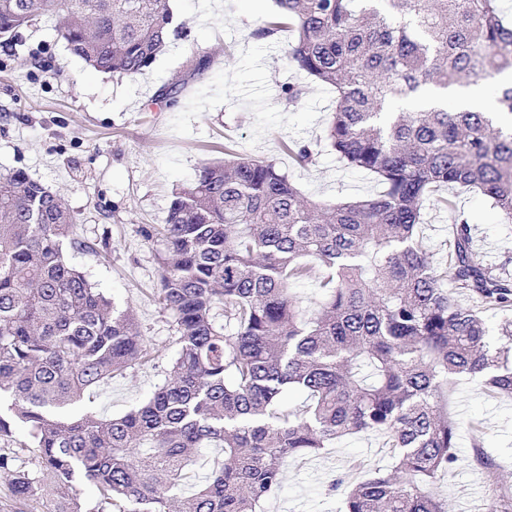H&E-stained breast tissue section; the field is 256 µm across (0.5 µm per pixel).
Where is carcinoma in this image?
<instances>
[{
  "label": "carcinoma",
  "mask_w": 512,
  "mask_h": 512,
  "mask_svg": "<svg viewBox=\"0 0 512 512\" xmlns=\"http://www.w3.org/2000/svg\"><path fill=\"white\" fill-rule=\"evenodd\" d=\"M295 32L287 59L336 91L327 139L384 186L361 201L303 196L271 161L206 163L174 193L159 233L158 299L174 316L164 384L125 415L76 411L84 394L152 359L133 315L68 261L77 218L22 170L0 175V441L27 431L35 468L0 451L10 498L50 496L54 512H261L284 466L354 434L388 438L394 464L350 483L340 512H449L434 491L457 459L448 385L512 396V320L493 335L443 288L481 310L512 311V258L486 266L455 216L448 263L422 248L428 191L479 192L512 223V122L470 111L448 88L512 71V24L499 0H275ZM44 17L102 73L137 75L171 35L165 0H0V47ZM425 102L389 110L401 95ZM512 117V85L494 88ZM325 270L309 314L290 280ZM224 309V324L214 310ZM297 390L309 404L279 411ZM204 448L224 461L190 493Z\"/></svg>",
  "instance_id": "1"
}]
</instances>
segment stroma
I'll list each match as a JSON object with an SVG mask.
<instances>
[{"label": "stroma", "instance_id": "1", "mask_svg": "<svg viewBox=\"0 0 512 512\" xmlns=\"http://www.w3.org/2000/svg\"><path fill=\"white\" fill-rule=\"evenodd\" d=\"M172 24L188 36L169 43L135 76L94 71L72 55L45 19L22 33L17 50L0 47V172L20 169L61 198L77 218L82 246L70 264L97 291L130 311L155 358L93 388L83 408L123 415L164 382L174 357L176 324L157 300L156 230L176 189L207 161L244 157L270 161L306 197L367 199L382 186L374 174L350 168L326 140L336 107L332 88L287 62L288 30L259 35L276 12L273 0H166ZM300 88L296 102L283 89ZM314 160L299 164L293 145ZM467 217L478 260L512 257V230L476 192L444 185L427 202L420 241L438 263L453 243L454 214ZM460 423L459 460L435 485L450 512H486L493 489L512 492V398L473 383L450 391ZM496 467L470 462L473 434ZM392 450L380 435H351L319 454L289 459L283 485L262 512H338L328 492L337 477L354 481L386 470Z\"/></svg>", "mask_w": 512, "mask_h": 512}]
</instances>
